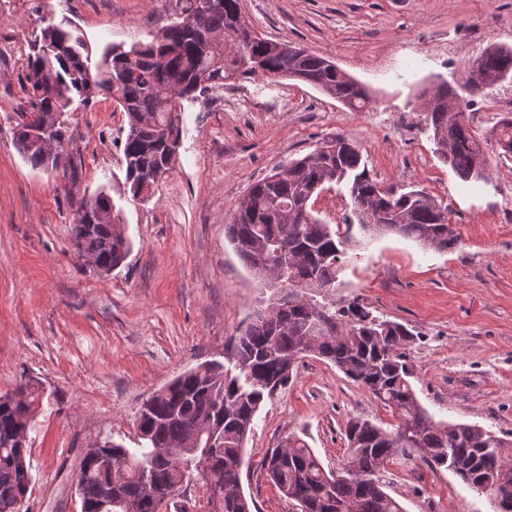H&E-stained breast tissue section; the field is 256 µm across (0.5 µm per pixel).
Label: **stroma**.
I'll list each match as a JSON object with an SVG mask.
<instances>
[{"instance_id":"1","label":"stroma","mask_w":512,"mask_h":512,"mask_svg":"<svg viewBox=\"0 0 512 512\" xmlns=\"http://www.w3.org/2000/svg\"><path fill=\"white\" fill-rule=\"evenodd\" d=\"M182 0H0V395L22 377L44 388L29 432L27 512H80L79 464L105 437L133 446L152 392L223 360L230 336L272 292L225 233L251 184L341 136L382 188L410 185L447 205L459 241L447 252L392 234L349 251L332 299L359 301L403 324L413 388L435 420L512 441V158L487 146L486 180L462 182L437 156L422 94L462 80L491 45L512 47V0H243L264 37L300 44L366 87L354 112L291 79L244 80L182 103L183 138L170 175L145 202L125 185L126 116L98 97L69 116L68 162L32 168L12 129L26 108L29 43L45 21L78 26L93 57L149 41ZM480 135L512 117V80L467 97ZM111 197L132 246L99 273L71 241L80 203ZM395 418L334 365L302 359L288 388L260 409L245 445L243 488L259 512H296L263 474L267 448L295 433L325 468L347 453L345 424ZM385 490L406 512H495L490 495L418 456H399Z\"/></svg>"}]
</instances>
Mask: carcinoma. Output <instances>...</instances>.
<instances>
[{
  "mask_svg": "<svg viewBox=\"0 0 512 512\" xmlns=\"http://www.w3.org/2000/svg\"><path fill=\"white\" fill-rule=\"evenodd\" d=\"M183 2L177 20L138 44L134 55L114 45L95 64L77 28L50 23L42 29L25 74L29 116L36 122L22 119L13 129L14 144L32 167L64 164L63 152L52 155L32 138L34 124L63 145L74 100L89 106L100 92L127 115L123 153L135 199L145 179L172 170L182 143L181 101L197 92L231 80L286 78L306 82L355 112L370 108V93L334 62L287 41L278 42L273 55L262 52L264 37L243 12L242 0ZM472 68L479 83L443 81L424 110L433 143L447 147L444 163L465 183L483 179L484 150L464 119H448V105L512 78V48L489 47ZM492 138L501 154L512 157V117L498 122ZM342 183L364 233H393L437 251L456 247L459 236L448 207L423 190L381 189L360 150L340 136L254 182L234 209L227 237L257 278L269 283L267 269H284L293 302L284 309L270 301L229 337V364L204 362L154 391L139 410L136 447L105 440L86 449L77 480L81 512H154L146 497L167 504L193 478L203 480L208 502L215 504L212 512H256L242 488L245 442L262 404L287 387L308 356L332 363L368 390L396 414L397 424L384 428L349 419L348 452L333 470L294 433L281 447L267 449L261 461L266 477L297 512H405L385 492L381 473L410 451L499 505L512 499V456L505 440L477 425L436 421L419 404L406 354L413 334L357 301H319L336 287L353 224L324 223L311 200L323 186ZM119 220L114 213L110 220L79 219L72 226L77 253L94 260L101 273L120 266L130 251ZM15 392L0 399V512H23L31 485L28 434L42 399V387L31 378ZM98 449L112 455V471L99 466Z\"/></svg>",
  "mask_w": 512,
  "mask_h": 512,
  "instance_id": "carcinoma-1",
  "label": "carcinoma"
}]
</instances>
